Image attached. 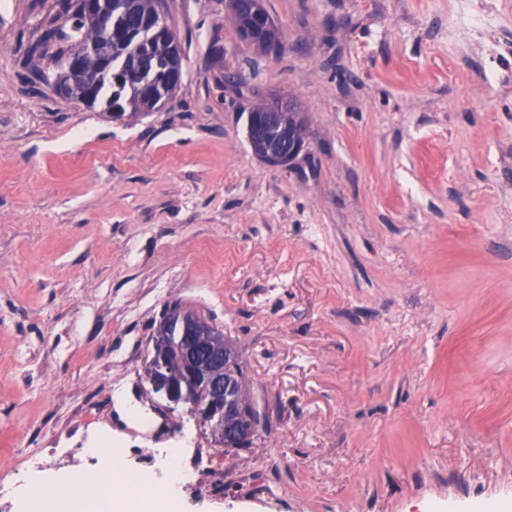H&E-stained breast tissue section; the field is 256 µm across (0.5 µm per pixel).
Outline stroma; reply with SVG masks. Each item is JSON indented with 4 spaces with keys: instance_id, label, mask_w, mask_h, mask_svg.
I'll return each mask as SVG.
<instances>
[{
    "instance_id": "35a3bbf8",
    "label": "stroma",
    "mask_w": 512,
    "mask_h": 512,
    "mask_svg": "<svg viewBox=\"0 0 512 512\" xmlns=\"http://www.w3.org/2000/svg\"><path fill=\"white\" fill-rule=\"evenodd\" d=\"M164 0L173 97L113 119L33 81L47 0H0V477L74 421L137 464L153 324L178 299L223 324L268 432L213 449L180 512H486L512 505V54L471 0ZM501 75L487 83L486 68ZM314 133L287 168L247 139L257 93ZM268 483L270 500L252 494ZM261 2L263 5L262 0H247L246 2H242V0L225 1L227 9H232L242 18V24L238 31L240 39L244 42H252L251 45L256 49L266 52L280 47L281 33L277 44L273 47L255 42L257 40L265 43L269 42L276 34V27L271 22V19L262 13ZM265 13L269 16L266 10Z\"/></svg>"
}]
</instances>
